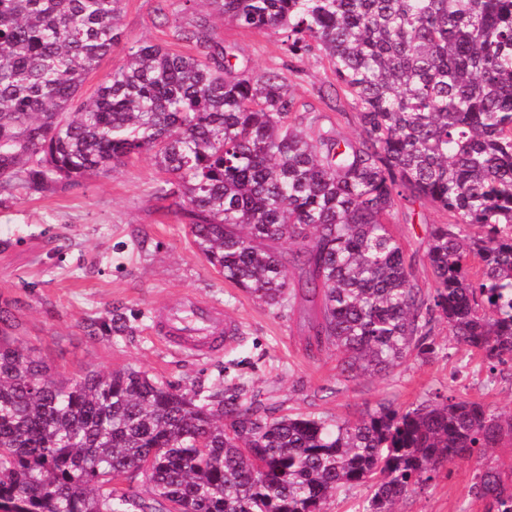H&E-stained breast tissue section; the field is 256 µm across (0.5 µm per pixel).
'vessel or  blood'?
Masks as SVG:
<instances>
[{"instance_id":"vessel-or-blood-1","label":"vessel or blood","mask_w":512,"mask_h":512,"mask_svg":"<svg viewBox=\"0 0 512 512\" xmlns=\"http://www.w3.org/2000/svg\"><path fill=\"white\" fill-rule=\"evenodd\" d=\"M235 322L225 319L212 303L188 299L180 307L160 313L156 323L159 338L182 351L206 354L231 342Z\"/></svg>"}]
</instances>
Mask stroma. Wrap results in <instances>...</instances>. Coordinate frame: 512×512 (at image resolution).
<instances>
[{
	"instance_id": "35a3bbf8",
	"label": "stroma",
	"mask_w": 512,
	"mask_h": 512,
	"mask_svg": "<svg viewBox=\"0 0 512 512\" xmlns=\"http://www.w3.org/2000/svg\"><path fill=\"white\" fill-rule=\"evenodd\" d=\"M205 21L239 64L257 72L296 68L290 81L297 101L335 116L319 95L333 80L319 51L289 55L281 34L242 28L216 15L203 0H123L122 29L175 52V25ZM164 175L149 156L70 188L0 196V309L11 311L14 331L36 348L60 377L90 370L134 368L184 391L227 397L241 393L273 406L277 414L314 413L354 419L385 400L398 407L432 398L447 388L512 412V371L489 378L487 365L469 357L444 326L432 337L433 353L410 358L384 375L341 381L331 352L306 349L312 310L296 304L279 312L224 281L197 252L186 219L165 209L155 189ZM444 213L419 200L398 208L391 231L415 254L422 287L433 281L425 257L426 229ZM194 297L223 307L240 325L243 340L217 357L180 355L154 336L155 310ZM123 313L127 329L107 332L110 311ZM512 460V447L489 450L481 460L459 459L424 492L399 501L397 512H482L471 493L479 470Z\"/></svg>"
}]
</instances>
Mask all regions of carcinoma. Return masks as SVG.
<instances>
[{"mask_svg":"<svg viewBox=\"0 0 512 512\" xmlns=\"http://www.w3.org/2000/svg\"><path fill=\"white\" fill-rule=\"evenodd\" d=\"M207 2L293 54L317 47L358 137L297 115L289 77L231 62L203 21L175 29L194 55L125 40L121 0H0V195L147 154L208 264L270 308L310 303L309 347L344 379L432 352L439 322L489 373L512 362V0ZM120 44L123 66L75 105ZM421 199L448 218L428 226L430 289L389 227ZM14 328L0 310V512H325L353 486L361 512H394L512 437L511 413L453 390L338 421L132 368L63 380ZM138 473L147 499L119 486ZM472 493L512 512V462Z\"/></svg>","mask_w":512,"mask_h":512,"instance_id":"carcinoma-1","label":"carcinoma"}]
</instances>
